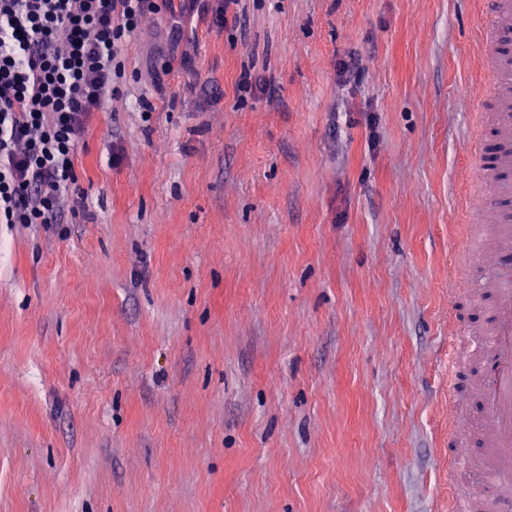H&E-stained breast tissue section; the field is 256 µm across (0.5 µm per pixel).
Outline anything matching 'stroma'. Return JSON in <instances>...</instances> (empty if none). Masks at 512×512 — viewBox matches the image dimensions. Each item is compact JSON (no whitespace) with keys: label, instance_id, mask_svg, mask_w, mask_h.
<instances>
[{"label":"stroma","instance_id":"35a3bbf8","mask_svg":"<svg viewBox=\"0 0 512 512\" xmlns=\"http://www.w3.org/2000/svg\"><path fill=\"white\" fill-rule=\"evenodd\" d=\"M483 8L238 0L160 82L186 48L142 25L88 218L0 224V512H448Z\"/></svg>","mask_w":512,"mask_h":512}]
</instances>
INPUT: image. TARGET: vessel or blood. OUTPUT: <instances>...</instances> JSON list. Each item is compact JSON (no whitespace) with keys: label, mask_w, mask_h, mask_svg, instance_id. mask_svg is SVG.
Listing matches in <instances>:
<instances>
[{"label":"vessel or blood","mask_w":512,"mask_h":512,"mask_svg":"<svg viewBox=\"0 0 512 512\" xmlns=\"http://www.w3.org/2000/svg\"><path fill=\"white\" fill-rule=\"evenodd\" d=\"M489 23L483 40L490 59L493 109L479 113L478 125L490 126L494 143L473 140L471 176L478 182L486 201H475L465 216L469 224H494L498 230L484 250L470 253L468 262L486 269L487 286L493 299L492 317L482 336L469 325L451 324V349L479 345L480 405L477 411H457L458 398L449 395L452 408L448 446H465L471 432L481 434L485 454L473 462L472 485H454L448 512L471 506L474 512H512V51L504 45L512 35V0H485Z\"/></svg>","instance_id":"1"}]
</instances>
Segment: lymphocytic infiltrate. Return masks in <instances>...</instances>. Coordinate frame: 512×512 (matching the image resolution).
<instances>
[{
	"label": "lymphocytic infiltrate",
	"instance_id": "f902f5d3",
	"mask_svg": "<svg viewBox=\"0 0 512 512\" xmlns=\"http://www.w3.org/2000/svg\"><path fill=\"white\" fill-rule=\"evenodd\" d=\"M237 0H0V224L84 216L78 150L122 99L134 35L167 14L227 24Z\"/></svg>",
	"mask_w": 512,
	"mask_h": 512
}]
</instances>
